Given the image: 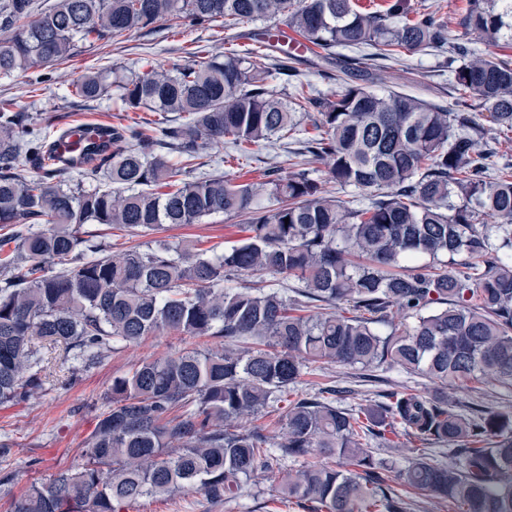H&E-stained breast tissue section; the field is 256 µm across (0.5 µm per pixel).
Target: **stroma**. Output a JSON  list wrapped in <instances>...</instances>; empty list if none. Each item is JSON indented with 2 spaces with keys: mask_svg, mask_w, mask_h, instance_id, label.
<instances>
[{
  "mask_svg": "<svg viewBox=\"0 0 512 512\" xmlns=\"http://www.w3.org/2000/svg\"><path fill=\"white\" fill-rule=\"evenodd\" d=\"M224 47V30L210 26L190 27L160 22L151 28L116 35L106 43H78L71 60L44 69L41 77L31 75L0 76V99H14L22 111L51 118L52 130L77 122H117L121 110L118 95L82 102L68 94L70 83L87 71L117 68L125 73H140L149 68H172L190 63L194 56ZM445 55L432 50L420 51L396 65L379 62L374 85L379 89L403 91L444 105L454 103L448 81ZM201 174L223 171L238 181L260 179L265 171L280 167L289 173L285 153L268 142L240 152L231 146L210 147L202 152ZM94 244L117 254L135 244L155 245L183 239L203 241L205 246L223 251L241 238L239 220L230 215H213L201 223L164 225L155 231H127L90 224L86 227ZM200 339L177 334L151 336L139 343H114L99 363L85 369L67 355L64 346L43 345L49 377L42 389L28 400L0 405V440L10 443L8 454L0 455V512H13L14 503L32 485L47 481L59 470L75 466L80 450L106 408L105 395L114 378L126 375L140 360L180 349L199 347ZM336 387L345 406H369L382 393L410 388L420 394L431 393L433 382L421 375L398 369L368 377L357 367L324 364L303 377L295 387L300 397H309L318 385ZM460 408L478 404L486 410L512 413V388L490 380L481 384L456 386L451 391ZM373 454L389 461L388 483L402 491L399 477L413 457L408 437H391L388 443L372 442ZM130 512H308L294 503H281L273 479H262L239 498L216 503L201 492L184 491L169 499L143 498Z\"/></svg>",
  "mask_w": 512,
  "mask_h": 512,
  "instance_id": "35a3bbf8",
  "label": "stroma"
}]
</instances>
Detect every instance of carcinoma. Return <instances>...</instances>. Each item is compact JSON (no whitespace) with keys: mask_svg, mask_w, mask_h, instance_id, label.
<instances>
[{"mask_svg":"<svg viewBox=\"0 0 512 512\" xmlns=\"http://www.w3.org/2000/svg\"><path fill=\"white\" fill-rule=\"evenodd\" d=\"M276 17L330 65L340 62L336 49L354 51L361 76L378 60L446 53L455 104L358 83L316 97L290 53L273 56L267 42L226 47L171 71L78 78L72 94L86 102L117 87L124 111L177 122L102 125L70 169L43 118L0 100V229H9L0 235V405L40 389L37 337L89 365L114 342L163 332L212 339L114 378L83 463L32 486L14 512H126L142 497L186 489L220 502L262 474L311 512H407L386 483L391 466L368 447L400 432L449 456L444 465L421 451L402 473L407 488L459 512H512V413L461 411L448 394L450 384L488 378L512 387V163L481 143L484 120L512 130V58L448 44L436 10L412 11L407 0L376 10L352 0H54L41 12L33 0H0V75L63 63L77 41L169 18ZM460 24L487 47L512 41L503 0H467ZM266 60L288 77L286 97L267 85ZM314 111L317 134L296 171L252 182L195 175L205 147L295 139ZM23 160L38 174L25 175ZM315 164L324 177H311ZM72 169L103 175L108 188L82 189ZM330 183L360 192V205L332 195ZM216 214L243 225L220 254L196 241L111 255L82 237L86 224L155 230ZM421 256L432 262L412 265ZM441 256L453 269L436 266ZM277 276L300 287L290 296ZM398 315L413 326L399 329ZM380 322L391 331L381 334ZM311 363L398 368L437 387L359 408L322 388L280 411ZM258 414L269 418L264 427L244 425ZM334 455L354 469L314 460ZM287 457L301 464L281 468Z\"/></svg>","mask_w":512,"mask_h":512,"instance_id":"1","label":"carcinoma"}]
</instances>
